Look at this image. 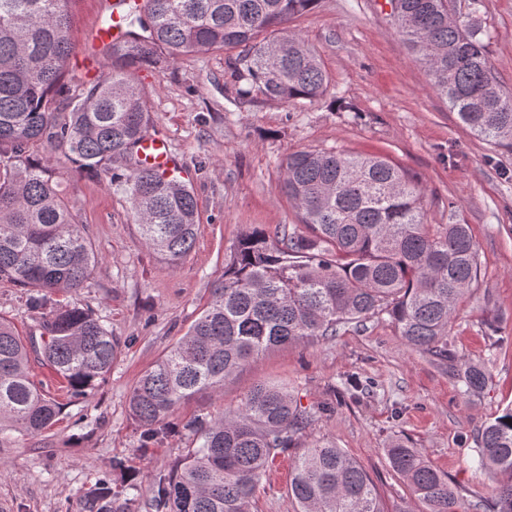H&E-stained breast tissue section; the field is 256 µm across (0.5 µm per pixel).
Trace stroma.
Wrapping results in <instances>:
<instances>
[{
  "instance_id": "stroma-1",
  "label": "stroma",
  "mask_w": 512,
  "mask_h": 512,
  "mask_svg": "<svg viewBox=\"0 0 512 512\" xmlns=\"http://www.w3.org/2000/svg\"><path fill=\"white\" fill-rule=\"evenodd\" d=\"M108 0H76L69 70L86 77V51L109 15ZM490 62L512 94V0H480ZM330 77L318 101L282 103L257 96L230 101L224 55L197 54L132 75L153 111L155 130L193 190L200 224L192 251L171 266L143 243L123 186L105 176L62 172V193L102 261L74 303L92 309L120 344L107 380L86 400L68 398L46 367L34 372L64 404L42 436L0 447V512H83V495L112 463L166 472L192 443L187 422L237 408L260 383L285 384L318 416L308 437L343 448L370 474L388 512L426 506L386 457L397 437L421 449L447 475L459 512H477L501 483L477 465L481 429L512 407V147L463 128L436 95L423 65L396 30L388 0H317L292 24ZM353 104L339 111L336 97ZM301 150L380 154L425 191L427 221L466 224L480 279L456 306L448 347L489 372L485 389L464 394L455 375L408 348L388 316L348 325L339 335L278 347L226 379L220 393L198 395L175 417L178 431L143 444L128 414L141 373L185 334L238 239L256 229L303 231L281 188V161ZM0 316L21 336L37 333L22 289L0 281ZM293 453L278 456L257 491L255 512H294L288 495Z\"/></svg>"
}]
</instances>
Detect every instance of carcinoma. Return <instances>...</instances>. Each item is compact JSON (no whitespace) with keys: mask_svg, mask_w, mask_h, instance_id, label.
Listing matches in <instances>:
<instances>
[{"mask_svg":"<svg viewBox=\"0 0 512 512\" xmlns=\"http://www.w3.org/2000/svg\"><path fill=\"white\" fill-rule=\"evenodd\" d=\"M73 0H0V280L26 290L39 314L41 349L0 317V441L37 437L62 407L35 379L31 354L86 399L104 382L119 343L92 310L55 303L87 287L101 258L64 201L56 154L74 170L123 184L145 244L178 265L194 248L199 211L177 177L144 165L140 143L154 128L132 72L200 53L227 54L228 94L280 102L319 100L329 76L290 28L316 0H142L130 5L125 41L109 70L65 78L72 54ZM389 0L399 34L423 64L459 124L494 145L512 146V95L490 63L487 32L472 18L479 0ZM42 149L38 163L32 150ZM282 188L302 212L304 235L259 230L234 246L207 306L187 332L144 371L128 398L150 442L175 430L171 417L195 395L223 388L272 347L336 336L350 323L387 315L405 344L454 367L448 328L456 302L477 283L480 263L469 226L428 224L424 189L379 156L298 151L281 163ZM464 392L488 381L481 364L456 370ZM315 420L280 385L260 383L222 416L186 424L192 447L150 481L154 512H253L268 464L295 447ZM427 512H458L448 476L396 439L386 448ZM478 464L512 476V409L483 427ZM297 512H386L377 485L344 449L304 444L291 463ZM108 479L84 494L85 512H126ZM491 512H512V480Z\"/></svg>","mask_w":512,"mask_h":512,"instance_id":"carcinoma-1","label":"carcinoma"}]
</instances>
